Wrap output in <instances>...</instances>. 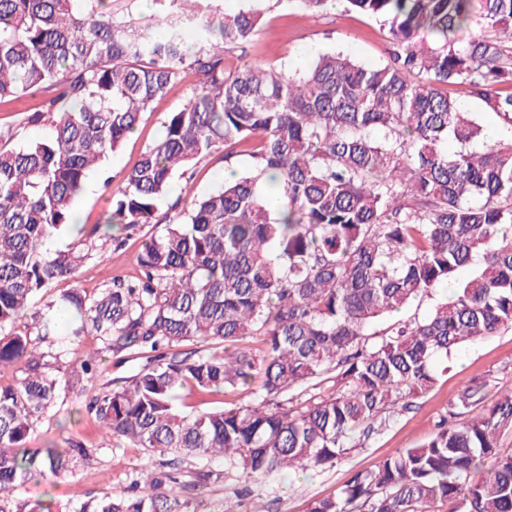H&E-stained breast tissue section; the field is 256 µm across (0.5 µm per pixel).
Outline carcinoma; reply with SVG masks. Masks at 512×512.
Here are the masks:
<instances>
[{
  "label": "carcinoma",
  "mask_w": 512,
  "mask_h": 512,
  "mask_svg": "<svg viewBox=\"0 0 512 512\" xmlns=\"http://www.w3.org/2000/svg\"><path fill=\"white\" fill-rule=\"evenodd\" d=\"M170 2L178 9L140 23L112 0H0V104L38 96L23 123L51 128L26 143L0 131V366L22 372L0 387V512H52L14 492L35 471L90 461L78 444L27 443L34 416L94 378L106 354L146 364L86 411L113 447L168 455L171 486L147 469L82 512H182L173 473L185 460L220 456L259 497L281 473L365 445L437 382L439 362L512 329V139L486 143L475 113L444 92L468 87L512 130V92H501L512 88V0H341L388 28L389 60L339 51L288 72L224 57L281 0H245L216 24L186 8L198 0ZM189 72L188 100L111 195L107 221L75 222L88 176ZM241 152V176L159 211L174 178ZM147 224L163 228L142 241L139 277L33 307L74 279L98 233L117 250ZM64 226L77 242L55 250ZM445 282L454 291L427 314L391 320ZM85 336L99 348L72 370L64 352ZM253 336L256 354L241 345ZM194 341L220 350L174 351ZM327 375L334 393L302 398ZM183 390L250 401L186 411ZM509 431L512 393L491 397L477 379L425 442L308 512H512V452L498 444Z\"/></svg>",
  "instance_id": "1"
}]
</instances>
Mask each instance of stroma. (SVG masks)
<instances>
[{
    "label": "stroma",
    "instance_id": "stroma-1",
    "mask_svg": "<svg viewBox=\"0 0 512 512\" xmlns=\"http://www.w3.org/2000/svg\"><path fill=\"white\" fill-rule=\"evenodd\" d=\"M389 48L387 30L374 19L345 11L339 4L310 15L298 10L290 0H282L266 14L254 40L245 48L228 53L227 58L234 64L258 62L288 69L298 56L311 59L336 50L361 64L377 66L388 61ZM192 83V78H185L163 99L156 101L152 111L143 115L137 130L105 161L102 171L89 175L83 193L73 202L84 224L101 222L110 200L103 187L104 180H111L113 187H121L145 148L162 134L168 113L186 102ZM248 165L249 158L244 154L228 163L216 158L198 165L191 182L179 179L175 185L189 187L191 193L201 196L220 187L226 169L241 173ZM155 231V225L144 226L141 237L130 239L120 250L114 249L112 244H104L78 269L77 287L92 293L113 277L136 276L138 268L134 256L141 239ZM143 364V358L136 354L106 356L96 383L78 387L77 393L86 400L99 391L123 385ZM477 378L489 380L491 391H512L511 330L500 331L456 351L448 360L447 372L441 374L430 390L415 399L413 410L393 417L386 429L365 447L351 449L335 466L282 475L269 490V512H307L312 500L337 495L354 472L376 468L396 451L420 445L464 388ZM75 442L92 449L90 463L77 464L71 472L58 477L34 476L18 489V497L51 501L55 512H60L64 506L77 507L126 488L141 468L152 463L144 449L113 448L111 441L103 439L98 423L86 412L70 414L62 406L36 418L29 445L42 448L52 444L67 448ZM223 470V464L213 463L206 469L193 465L179 474L178 480L184 485L182 498L188 503L187 512H224L225 501L233 499L239 483L235 477H223Z\"/></svg>",
    "mask_w": 512,
    "mask_h": 512
}]
</instances>
